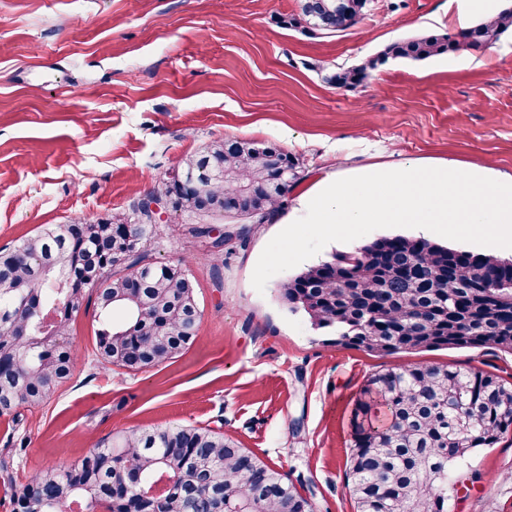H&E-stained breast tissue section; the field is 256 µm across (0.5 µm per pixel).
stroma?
Returning <instances> with one entry per match:
<instances>
[{
    "label": "stroma",
    "instance_id": "obj_1",
    "mask_svg": "<svg viewBox=\"0 0 512 512\" xmlns=\"http://www.w3.org/2000/svg\"><path fill=\"white\" fill-rule=\"evenodd\" d=\"M456 0H370L335 37L283 26L299 0H0V247L42 225L130 211L214 140L274 144L302 178L283 213L248 227L214 267L170 215L146 250L185 257L203 310L172 362L95 365L93 311L71 323L72 376L50 403L0 419V451L24 440L19 479L69 466L119 430L210 426L286 475L315 512H356L347 485L351 413L373 374L399 365L478 368L512 383V355L437 349L380 356L329 342L252 273L299 194L327 175L454 159L512 173V33L484 50L391 59L356 89L325 74L391 42L481 22ZM451 512H512V433L458 473Z\"/></svg>",
    "mask_w": 512,
    "mask_h": 512
}]
</instances>
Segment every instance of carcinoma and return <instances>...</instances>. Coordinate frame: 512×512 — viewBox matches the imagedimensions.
<instances>
[{
  "mask_svg": "<svg viewBox=\"0 0 512 512\" xmlns=\"http://www.w3.org/2000/svg\"><path fill=\"white\" fill-rule=\"evenodd\" d=\"M367 0H301L283 24L336 36L362 19ZM512 30V9L456 32L391 43L325 81L353 90L388 59L424 60L480 50ZM300 179L298 160L276 145L217 140L183 162L152 200L193 220L205 238L220 216L265 224ZM147 206L105 221L75 217L0 247V417L49 402L71 375L69 323L94 304L98 366L138 372L169 362L196 336L202 310L185 260L153 262ZM293 312L337 345L378 355L423 349L512 354V259L473 254L421 237L382 236L335 254L279 284ZM348 481L357 512H449L450 475L478 448L512 430V384L482 370L408 364L373 374L353 410ZM130 474L143 512H314L277 470L224 432L167 423L118 431L68 467L16 482L0 459L12 512H122L112 486Z\"/></svg>",
  "mask_w": 512,
  "mask_h": 512,
  "instance_id": "obj_1",
  "label": "carcinoma"
}]
</instances>
